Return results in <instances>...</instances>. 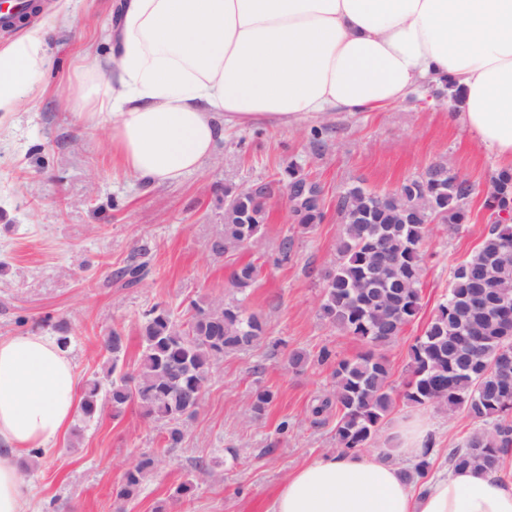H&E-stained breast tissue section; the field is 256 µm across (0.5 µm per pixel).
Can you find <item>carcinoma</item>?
<instances>
[{
  "label": "carcinoma",
  "instance_id": "carcinoma-1",
  "mask_svg": "<svg viewBox=\"0 0 512 512\" xmlns=\"http://www.w3.org/2000/svg\"><path fill=\"white\" fill-rule=\"evenodd\" d=\"M492 180L497 193L486 198L485 209L492 216L512 213V171L498 170ZM401 192L404 196L398 197L360 185L346 189L336 266L324 277L319 311L367 350L336 362L332 390L317 399L311 414L324 418L336 412L338 449L357 452L379 443L396 400L442 407L473 423L462 444L448 449V467L500 469L512 453V222L489 221L478 248L453 269L447 297L410 347L408 375L397 391L382 348L421 310L423 246L430 224L436 220L457 230L469 223L474 186L466 178L454 181L448 166L439 163L405 181ZM272 195L270 182L254 194L245 185L224 187L221 253L259 241ZM422 195L428 207H411L409 198ZM294 215L300 231L308 233L323 222L324 204ZM149 270L143 254L119 268L114 280L133 288ZM258 275L255 263L240 264L230 274V286L243 294ZM265 333L264 321L238 301H193L183 319L156 303L142 315L137 368L124 370L126 338L112 331L102 343L103 376L85 382L79 412L90 420L106 406L118 417L136 404L144 417L168 425L167 442L175 446L183 439L181 424L198 411L217 362L251 347ZM272 399L269 390L255 392L253 412L263 414ZM157 463L145 457L128 468L116 496H133ZM432 470L425 455L404 474L424 481Z\"/></svg>",
  "mask_w": 512,
  "mask_h": 512
}]
</instances>
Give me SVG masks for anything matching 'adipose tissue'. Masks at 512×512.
I'll return each instance as SVG.
<instances>
[{
	"label": "adipose tissue",
	"mask_w": 512,
	"mask_h": 512,
	"mask_svg": "<svg viewBox=\"0 0 512 512\" xmlns=\"http://www.w3.org/2000/svg\"><path fill=\"white\" fill-rule=\"evenodd\" d=\"M48 27L0 47V124L42 94ZM109 40L67 102L109 124L114 158L155 185L200 169L225 126L373 112L442 80L460 91L451 114L512 168V0H119ZM77 389L55 337H0V512H38L19 461L50 453ZM268 512H512V479L471 466L417 486L378 457L331 453Z\"/></svg>",
	"instance_id": "ef3b65f1"
}]
</instances>
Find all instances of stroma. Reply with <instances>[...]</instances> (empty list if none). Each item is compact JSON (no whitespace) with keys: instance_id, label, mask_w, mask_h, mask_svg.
Listing matches in <instances>:
<instances>
[{"instance_id":"obj_1","label":"stroma","mask_w":512,"mask_h":512,"mask_svg":"<svg viewBox=\"0 0 512 512\" xmlns=\"http://www.w3.org/2000/svg\"><path fill=\"white\" fill-rule=\"evenodd\" d=\"M113 5L114 0H73L67 18L50 30L52 65L39 79L42 98L12 113L0 135V336H52L56 324L66 323L83 381L100 372V343L115 330L127 339L128 364H136L142 314L157 302L182 310L201 298L238 299L246 311L262 315L266 334L218 362L177 447H167L163 423L145 418L137 406L117 418L106 408L90 421L74 416L56 452L30 458L21 475L33 485L43 512H267L287 476L335 449L333 421L314 423L310 407L329 390L335 361L365 349L319 313L321 274L336 264L341 232L337 193L352 184L391 192L434 162L450 163L475 188L469 223L455 233L438 228L430 234L422 309L384 349L390 381L398 387L411 345L448 292L451 268L481 241L485 191L498 160L450 120L447 97L425 83L382 111L322 118L321 146L313 142L308 122L289 128L260 121L226 129L198 171L171 184H148L113 160L108 124L91 126L66 107L85 50L109 51ZM292 161L322 186L323 223L300 233L277 191L267 203V224L256 246L212 254L209 240L219 229L225 186L276 180ZM287 235L295 240L294 256L279 265L278 245ZM141 251L151 260L149 275L138 287H120L113 272ZM250 259L260 274L240 296L228 278ZM325 348L333 358L318 362ZM294 350L311 358L303 371L288 365ZM259 389L274 395L260 417L250 406ZM284 421L289 428L282 434L278 426ZM412 421L427 426L438 470L448 449L471 429L462 414L397 403L382 432L392 441L391 460L400 461L401 429ZM145 456L157 458V468L135 496L117 498L123 474ZM187 481L191 493L174 499L175 489Z\"/></svg>"}]
</instances>
